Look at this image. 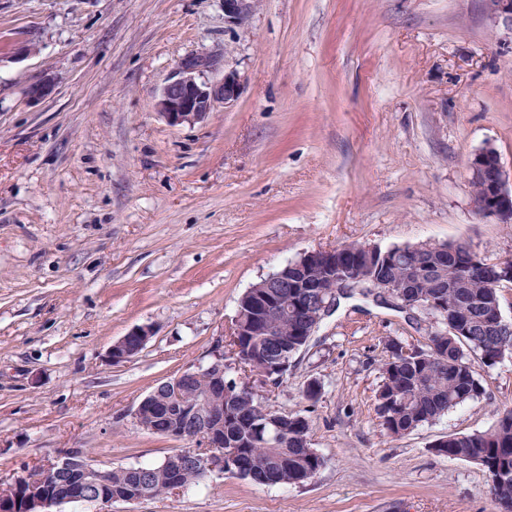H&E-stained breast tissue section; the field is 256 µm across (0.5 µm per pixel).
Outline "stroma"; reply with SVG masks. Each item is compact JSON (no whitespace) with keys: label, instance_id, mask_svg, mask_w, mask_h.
<instances>
[{"label":"stroma","instance_id":"35a3bbf8","mask_svg":"<svg viewBox=\"0 0 512 512\" xmlns=\"http://www.w3.org/2000/svg\"><path fill=\"white\" fill-rule=\"evenodd\" d=\"M197 57L208 82L233 66L240 96L170 125L161 89ZM486 146L512 169V26L488 0H256L236 25L224 0H0V480L76 448L112 468L182 449L133 410L207 361L241 295L304 252L512 256V223L471 210L466 166ZM142 326L143 350L111 363ZM430 331L425 314L349 300L258 385L326 460L303 485L213 475L60 512H500L481 467L433 446L512 408V354L478 366L481 399L406 436L377 418L388 340ZM150 336L152 331L148 327L131 330L109 347L107 358L117 364L130 360L141 351Z\"/></svg>","mask_w":512,"mask_h":512}]
</instances>
